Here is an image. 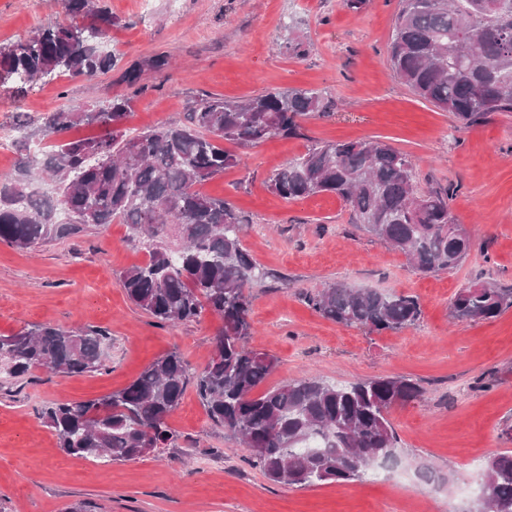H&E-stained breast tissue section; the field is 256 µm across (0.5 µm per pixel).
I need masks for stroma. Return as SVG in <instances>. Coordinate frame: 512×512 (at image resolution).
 I'll return each instance as SVG.
<instances>
[{"mask_svg":"<svg viewBox=\"0 0 512 512\" xmlns=\"http://www.w3.org/2000/svg\"><path fill=\"white\" fill-rule=\"evenodd\" d=\"M112 17L108 49L117 62L92 78L61 76L16 92L0 85V124L23 126L31 145L48 144L38 118L95 110L134 94L124 130L184 119L205 94L241 101L306 87L329 109L302 119L296 136H272L226 150L242 165L203 190L245 217L242 243L271 276L254 288L250 348L278 360L274 387L308 374L332 383L406 376L419 399L391 412L398 463L341 485L295 488L270 482L249 464V448L214 425L194 387L170 418L175 447L103 466L64 454L39 411L51 401L96 398L127 386L155 358L178 351L199 370L219 319L155 325L127 298L121 272L145 251L112 223L28 252L0 244V334L34 325L91 327L109 336L106 371L0 374V504L7 512H466L489 457L512 450V308L462 324L449 303L478 282L512 287V112L467 125L421 99L388 61L399 0H367L358 13L342 0H101ZM61 0H0V44L65 23ZM296 26L308 53L281 45ZM164 54L163 70L146 67ZM142 64L140 92L122 73ZM382 140L407 154L419 190H449V208L475 247L452 270L422 274L406 257L363 233L335 195L288 200L268 186L272 173L317 143ZM343 281L418 298L422 316L398 332L367 333L328 321L307 292Z\"/></svg>","mask_w":512,"mask_h":512,"instance_id":"stroma-1","label":"stroma"}]
</instances>
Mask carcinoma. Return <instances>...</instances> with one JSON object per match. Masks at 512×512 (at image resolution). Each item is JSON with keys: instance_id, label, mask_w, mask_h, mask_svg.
<instances>
[{"instance_id": "cac0c4a2", "label": "carcinoma", "mask_w": 512, "mask_h": 512, "mask_svg": "<svg viewBox=\"0 0 512 512\" xmlns=\"http://www.w3.org/2000/svg\"><path fill=\"white\" fill-rule=\"evenodd\" d=\"M67 25L40 27L0 45V82L19 89L48 77L96 76L112 70L101 50L112 17L99 0H62ZM305 42L293 31L282 49L302 58ZM389 61L420 98L466 124L494 112H512V0H401ZM134 97L117 96L103 110L50 112L47 135L76 124L99 125L97 138L58 140L36 157L27 139L20 173L0 175V242L27 251L113 222L148 259L120 274L128 299L158 326L199 319L206 310L222 325L213 355L199 372L176 351L151 362L125 388L77 402H52L45 424L69 456L112 464L172 448L169 419L194 384L209 418L251 449L252 464L278 484L306 488L361 479L375 464L397 460L391 409L421 395L411 379L378 377L345 384L311 376L257 392L277 359L247 343L250 289L269 272L242 245L245 218L228 202L197 186L242 163L220 141L254 145L274 135L296 134L298 120L325 112L321 92L297 88L267 92L245 102L205 95L183 122L135 135L119 126ZM49 175L55 193L31 191V175ZM407 155L381 140L317 145L269 177L286 199L329 193L350 208L368 235L402 252L423 273L457 266L473 248L458 233L449 191L420 192ZM322 317L344 327L397 332L415 325L418 299L332 282L305 295ZM512 307V288L475 283L450 303L460 323L488 320ZM106 335L89 328L34 325L0 335L6 374L22 377L107 369ZM484 485L490 512H512V451L491 458Z\"/></svg>"}]
</instances>
